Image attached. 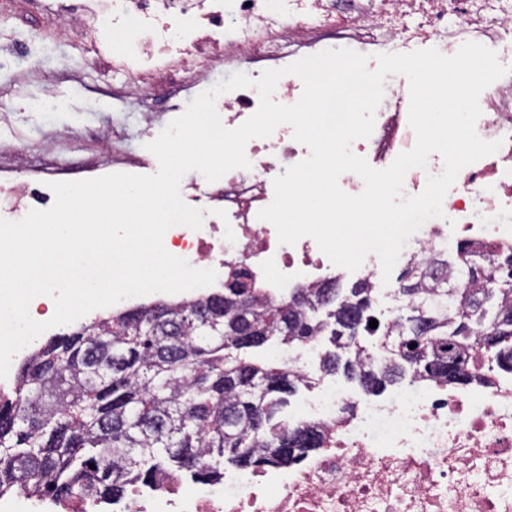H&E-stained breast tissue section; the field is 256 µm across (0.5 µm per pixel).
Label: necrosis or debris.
<instances>
[{
    "label": "necrosis or debris",
    "instance_id": "necrosis-or-debris-1",
    "mask_svg": "<svg viewBox=\"0 0 512 512\" xmlns=\"http://www.w3.org/2000/svg\"><path fill=\"white\" fill-rule=\"evenodd\" d=\"M59 33L83 41L93 58L122 76L120 101L138 100L146 79L194 97L216 68L259 78L283 70L275 102L291 105L302 80L286 66L326 49L364 55L406 53L418 46L454 54L467 41L512 57V0H55ZM372 135L352 150L376 169L390 166L416 141L409 125V89L385 82ZM478 135L500 141L493 155L464 167L443 214L427 220L402 249L406 264L447 249L452 238L512 247V73L479 97ZM259 107L255 88L218 97L223 125L235 128ZM283 124L250 140V169L219 181H195L182 190L187 205L209 209L200 229L171 227L164 246L191 266L215 269L223 290L228 267L271 293L315 285L339 275L309 237L279 244L275 227L258 212L273 198L271 181L307 158V146ZM227 213L215 217V210ZM234 241H226L225 230ZM376 296L389 306L374 336H359L372 362L386 357L384 334L406 303L395 289ZM322 341L279 344L272 355L307 384L288 420L316 427L323 443L290 463L225 468L201 484L165 476L136 486L121 502H94L76 493L65 500L25 490L0 497V512H512V373L473 359L480 384L460 387L416 380L368 396L321 377Z\"/></svg>",
    "mask_w": 512,
    "mask_h": 512
}]
</instances>
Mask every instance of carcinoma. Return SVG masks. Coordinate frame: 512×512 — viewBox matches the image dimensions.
I'll list each match as a JSON object with an SVG mask.
<instances>
[{"instance_id":"1","label":"carcinoma","mask_w":512,"mask_h":512,"mask_svg":"<svg viewBox=\"0 0 512 512\" xmlns=\"http://www.w3.org/2000/svg\"><path fill=\"white\" fill-rule=\"evenodd\" d=\"M467 240L456 260L429 255L402 272L408 314L386 340L388 361L364 366L347 340L370 330L371 288L339 279L270 297L241 288L183 304L107 312L40 346L0 396V495L17 487L56 499L81 490L118 500L167 472L205 482L224 466L287 462L321 447L308 426L276 420L298 391L296 376L251 353L267 344L327 337L321 372L371 393L405 379L459 386L481 378L478 350L512 372V253L487 257ZM335 299L322 307V292ZM167 319L155 316L157 309ZM62 362L54 372L46 364ZM295 443L284 445L287 436Z\"/></svg>"}]
</instances>
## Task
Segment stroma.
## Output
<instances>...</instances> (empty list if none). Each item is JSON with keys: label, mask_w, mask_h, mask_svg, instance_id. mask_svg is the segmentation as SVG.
Segmentation results:
<instances>
[{"label": "stroma", "mask_w": 512, "mask_h": 512, "mask_svg": "<svg viewBox=\"0 0 512 512\" xmlns=\"http://www.w3.org/2000/svg\"><path fill=\"white\" fill-rule=\"evenodd\" d=\"M35 2L0 0V58L11 61L0 67V161L23 152L27 180L50 163L76 167L91 157L100 171L108 172L112 155L98 150L97 138L117 127L126 133L123 150L139 158L145 173H155L158 161L146 150L149 138L141 128L143 111L157 103L158 89L145 85L139 105L113 100L111 70L94 61L80 42L33 38V29L54 23ZM39 71L66 72L55 88L64 104L46 100V86L34 78Z\"/></svg>", "instance_id": "obj_1"}]
</instances>
